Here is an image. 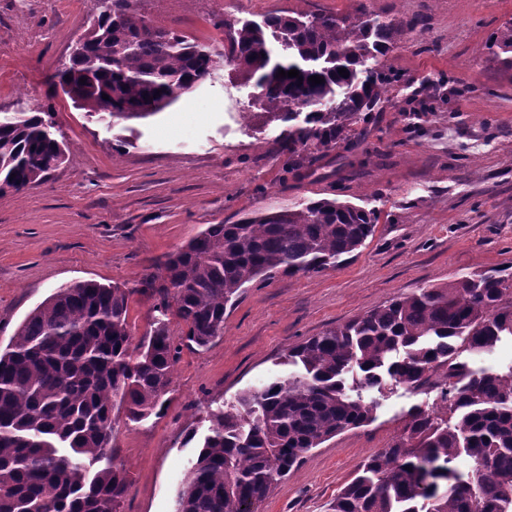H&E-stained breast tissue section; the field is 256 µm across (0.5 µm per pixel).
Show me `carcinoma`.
Wrapping results in <instances>:
<instances>
[{"label":"carcinoma","instance_id":"carcinoma-1","mask_svg":"<svg viewBox=\"0 0 512 512\" xmlns=\"http://www.w3.org/2000/svg\"><path fill=\"white\" fill-rule=\"evenodd\" d=\"M356 2L347 14L222 17L214 22L224 29L220 52L153 25L134 0H91L90 24L56 77L91 114L141 119L228 65L254 81L255 105L287 124L279 141L287 172L309 177L383 109L395 81L383 59L416 24ZM493 47L512 73V21ZM281 69L299 77H280ZM314 75L324 82L308 81ZM53 129L50 106L0 111V194L23 192L67 161L69 146ZM378 220L373 210L321 198L209 225L141 282L155 316L136 344L134 290L96 281L58 289L0 352V512H121L129 472L112 448L115 408L134 423L163 413L182 348L223 335L227 308L247 284L343 264ZM171 315L184 323L178 337ZM504 336H512V269L491 267L308 339L290 352L300 371L209 414L176 512H254L306 454L370 421L375 404L346 391L354 371L366 388L385 374L410 386L437 375L450 416L411 413L403 435L362 462L330 512H512V367L474 373L456 362L460 347L488 354ZM461 456L471 463L466 473L454 466Z\"/></svg>","mask_w":512,"mask_h":512}]
</instances>
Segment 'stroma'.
<instances>
[{
    "instance_id": "35a3bbf8",
    "label": "stroma",
    "mask_w": 512,
    "mask_h": 512,
    "mask_svg": "<svg viewBox=\"0 0 512 512\" xmlns=\"http://www.w3.org/2000/svg\"><path fill=\"white\" fill-rule=\"evenodd\" d=\"M383 16L423 19L388 58L398 73L384 111L359 125L354 148L295 179L276 154L280 121L254 107L253 83L231 68L170 107L112 128L56 91L51 77L86 26L90 0H0V108L51 105L69 158L40 186L0 195V349L62 285L131 288L129 322L142 335L153 302L136 294L155 262L211 224L307 199L339 198L378 212L357 256L320 274L254 281L228 309L224 334L183 349L169 406L142 423L118 420L112 444L131 475L122 512H176L207 414L248 387L287 376L288 352L394 298L491 266H512V76L490 49L512 0H366ZM155 25L215 49L205 0H136ZM352 0H224L240 21L289 10L344 13ZM351 390L373 420L314 449L258 512H327L361 462L403 433L408 413L435 410V380L384 379Z\"/></svg>"
}]
</instances>
